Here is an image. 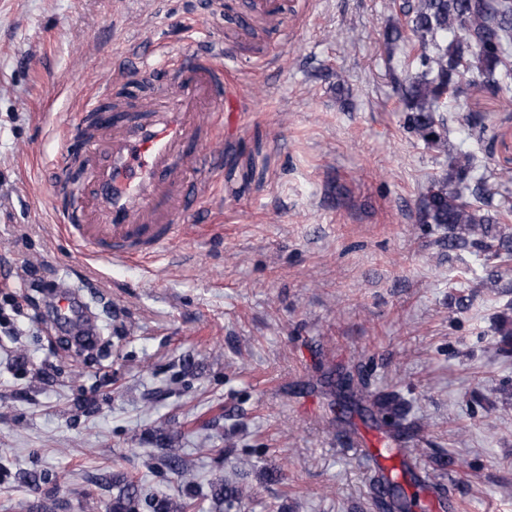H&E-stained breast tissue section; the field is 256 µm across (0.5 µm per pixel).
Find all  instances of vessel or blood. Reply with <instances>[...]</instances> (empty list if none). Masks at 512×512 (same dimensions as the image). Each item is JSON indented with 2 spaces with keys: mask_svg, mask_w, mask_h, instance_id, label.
I'll list each match as a JSON object with an SVG mask.
<instances>
[{
  "mask_svg": "<svg viewBox=\"0 0 512 512\" xmlns=\"http://www.w3.org/2000/svg\"><path fill=\"white\" fill-rule=\"evenodd\" d=\"M177 76L135 116L103 119V138H85L90 163L72 186L68 158L56 161L59 223L102 258L156 253L182 232L178 218L209 194L221 153L208 135L224 124L230 83L208 45L167 52Z\"/></svg>",
  "mask_w": 512,
  "mask_h": 512,
  "instance_id": "vessel-or-blood-1",
  "label": "vessel or blood"
}]
</instances>
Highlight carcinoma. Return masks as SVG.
Wrapping results in <instances>:
<instances>
[{"label":"carcinoma","instance_id":"cac0c4a2","mask_svg":"<svg viewBox=\"0 0 512 512\" xmlns=\"http://www.w3.org/2000/svg\"><path fill=\"white\" fill-rule=\"evenodd\" d=\"M394 7L404 18L407 28L395 22L385 28L384 43L388 51L400 42H408L416 51V67L403 70L396 80L404 105V125L408 133L428 148L448 157V172L433 179L421 196V223L437 224L448 230V245L459 248L471 245L496 263L504 274L512 273V233L497 229L512 220V207L493 205L485 181L473 179L476 157L467 152H448V124L443 113L460 97L473 93L499 97L503 108H512L508 95V78H512V3L506 0H395ZM337 384L351 390L352 404L367 390L364 378L345 372ZM388 415L401 416V404L394 394L376 399ZM164 465L180 476L192 480L186 460L170 453L162 456ZM416 480L408 456L400 457L399 468L381 474L372 484L373 491L392 485L396 493L386 501L387 512H413L414 501L403 484ZM117 489L110 512H135L139 499L135 481L117 475L112 478ZM241 489H214L213 508L221 510ZM153 512H199L191 497L155 499Z\"/></svg>","mask_w":512,"mask_h":512}]
</instances>
